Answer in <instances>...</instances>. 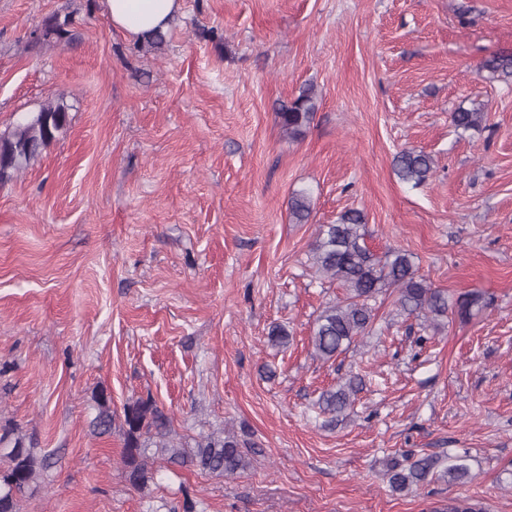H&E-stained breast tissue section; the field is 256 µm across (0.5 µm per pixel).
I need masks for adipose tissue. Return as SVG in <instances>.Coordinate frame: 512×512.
<instances>
[{"label":"adipose tissue","instance_id":"1","mask_svg":"<svg viewBox=\"0 0 512 512\" xmlns=\"http://www.w3.org/2000/svg\"><path fill=\"white\" fill-rule=\"evenodd\" d=\"M113 28L132 38L167 29L181 14L183 0H105Z\"/></svg>","mask_w":512,"mask_h":512}]
</instances>
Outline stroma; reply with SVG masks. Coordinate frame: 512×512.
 Instances as JSON below:
<instances>
[{
    "mask_svg": "<svg viewBox=\"0 0 512 512\" xmlns=\"http://www.w3.org/2000/svg\"><path fill=\"white\" fill-rule=\"evenodd\" d=\"M510 50L512 0H183L158 48L113 29L104 0H0V133L69 108L0 185V431L51 460L20 512H512V84L478 72ZM309 84L318 110L292 140L278 108ZM460 107L485 108L480 129L454 131ZM405 148L435 161L421 188L393 173ZM349 208L374 254L405 250L487 309L436 328L390 291L372 333L315 357L344 290L309 253ZM351 375L352 411L326 424L320 394ZM147 398L178 443L250 434L247 469L158 455L131 486L123 408ZM423 453L464 458L469 479L393 493L386 460ZM95 400L96 414L91 421L93 431L99 436L111 434L113 423L111 396L106 391L101 390Z\"/></svg>",
    "mask_w": 512,
    "mask_h": 512,
    "instance_id": "1",
    "label": "stroma"
}]
</instances>
